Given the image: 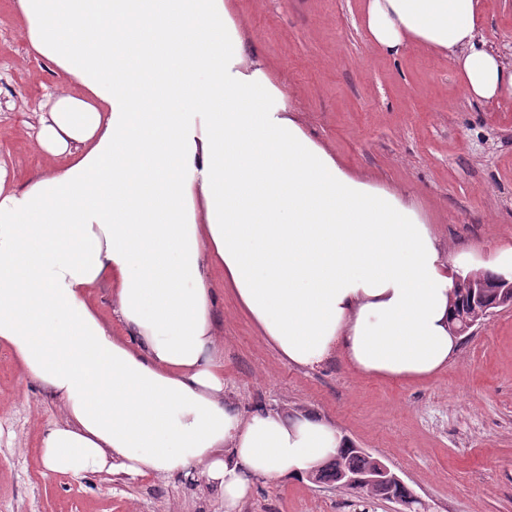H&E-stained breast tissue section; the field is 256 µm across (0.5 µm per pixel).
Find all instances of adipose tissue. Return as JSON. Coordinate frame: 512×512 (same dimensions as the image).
Wrapping results in <instances>:
<instances>
[{
    "mask_svg": "<svg viewBox=\"0 0 512 512\" xmlns=\"http://www.w3.org/2000/svg\"><path fill=\"white\" fill-rule=\"evenodd\" d=\"M17 6L31 49L82 87L39 115L50 166L20 189L0 171V348L62 411L48 473H195L239 512L256 480L306 479L350 446L314 412L226 394L214 269L289 363L340 355L391 380L455 355L457 276L512 275V246L447 259L399 191L341 166L228 0ZM363 17L376 51L428 47L473 98L512 97V63L477 36L481 0H365Z\"/></svg>",
    "mask_w": 512,
    "mask_h": 512,
    "instance_id": "obj_1",
    "label": "adipose tissue"
}]
</instances>
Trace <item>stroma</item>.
Masks as SVG:
<instances>
[{
  "label": "stroma",
  "mask_w": 512,
  "mask_h": 512,
  "mask_svg": "<svg viewBox=\"0 0 512 512\" xmlns=\"http://www.w3.org/2000/svg\"><path fill=\"white\" fill-rule=\"evenodd\" d=\"M312 136L352 174L402 191L449 256L512 245V98L478 102L446 58L375 51L363 0H230ZM480 35L512 61V0H482ZM17 0H0V168L22 184L50 160L37 115L78 81L30 53ZM218 288L226 389L245 407L318 412L381 458L418 512H512V309L463 334L448 365L392 381L342 357L288 364ZM59 406L0 349V512H224L200 477L47 473L39 443ZM241 512H360L357 493L312 481L258 484Z\"/></svg>",
  "instance_id": "35a3bbf8"
}]
</instances>
